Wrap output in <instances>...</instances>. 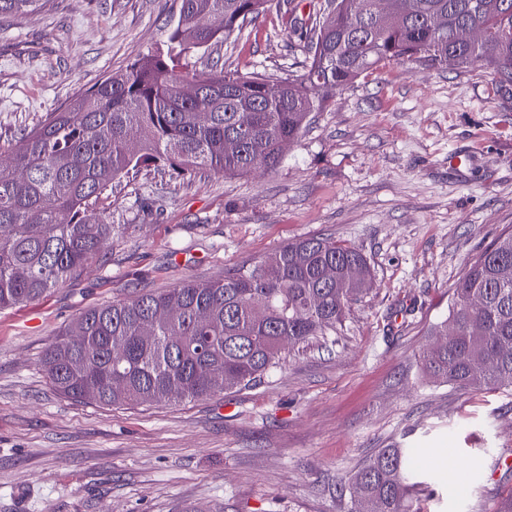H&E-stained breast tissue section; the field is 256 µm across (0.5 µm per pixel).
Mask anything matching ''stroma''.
I'll list each match as a JSON object with an SVG mask.
<instances>
[{
  "label": "stroma",
  "instance_id": "35a3bbf8",
  "mask_svg": "<svg viewBox=\"0 0 512 512\" xmlns=\"http://www.w3.org/2000/svg\"><path fill=\"white\" fill-rule=\"evenodd\" d=\"M180 0H48L0 18V153L111 72L165 48ZM325 0H276L203 59L304 73L298 33ZM463 155L461 166L450 156ZM95 210L99 258L45 297L0 310V512H350L348 482L409 448L419 512L512 499V391L422 374L419 351L466 267L512 229V99L488 69L385 61L312 113L280 164L224 178L149 167ZM330 238L373 286L335 335L256 385L199 400L107 406L65 398L40 362L84 312L222 278L279 247Z\"/></svg>",
  "mask_w": 512,
  "mask_h": 512
}]
</instances>
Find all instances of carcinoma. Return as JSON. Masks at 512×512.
<instances>
[{
  "label": "carcinoma",
  "instance_id": "obj_1",
  "mask_svg": "<svg viewBox=\"0 0 512 512\" xmlns=\"http://www.w3.org/2000/svg\"><path fill=\"white\" fill-rule=\"evenodd\" d=\"M48 0H0V17ZM269 0H181L167 50L111 73L23 135L0 163V309L38 300L84 270L113 226L93 204L149 165L224 177L273 169L311 113L390 60L480 65L512 94V0H330L309 19L299 76L226 73L190 62ZM221 17L212 27L210 17ZM236 139L239 147L227 148ZM372 273L357 250L325 238L284 245L224 278L187 281L83 313L47 348L54 389L110 406L177 403L246 388L288 351L332 336ZM418 359L461 389H512V231L474 259L448 316ZM411 451L382 448L352 476L351 512H417Z\"/></svg>",
  "mask_w": 512,
  "mask_h": 512
}]
</instances>
